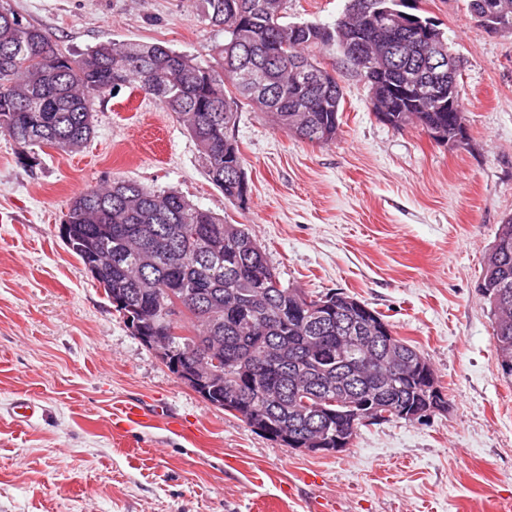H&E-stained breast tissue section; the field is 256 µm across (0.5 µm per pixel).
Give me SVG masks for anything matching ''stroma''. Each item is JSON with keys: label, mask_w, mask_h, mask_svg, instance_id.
Returning <instances> with one entry per match:
<instances>
[{"label": "stroma", "mask_w": 512, "mask_h": 512, "mask_svg": "<svg viewBox=\"0 0 512 512\" xmlns=\"http://www.w3.org/2000/svg\"><path fill=\"white\" fill-rule=\"evenodd\" d=\"M0 5L72 54L159 41L209 65L224 41L198 0ZM346 5L288 0L286 19L330 27ZM417 6L463 63L462 147L379 121L335 45L313 51L344 89L332 143L242 105L241 203L211 184L177 117L136 90L94 99L95 133L74 153L50 148L26 163L0 134V512H512V377L477 288L512 216V33L486 31L467 0ZM117 178L247 225L283 283L383 314L433 367L447 411L367 425L346 451L310 453L204 400L134 336L59 236L69 199ZM19 398L41 407L30 422L11 413ZM130 401L165 416L115 427Z\"/></svg>", "instance_id": "obj_1"}]
</instances>
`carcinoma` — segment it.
Instances as JSON below:
<instances>
[{
	"label": "carcinoma",
	"mask_w": 512,
	"mask_h": 512,
	"mask_svg": "<svg viewBox=\"0 0 512 512\" xmlns=\"http://www.w3.org/2000/svg\"><path fill=\"white\" fill-rule=\"evenodd\" d=\"M204 17L224 29L213 49L219 69L158 41L102 43L79 55L64 53L52 33L26 24L0 5V133L22 156L49 147L80 150L94 134L93 99L134 86L174 113L195 141L210 182L230 201H244L242 156L230 137L241 101L264 112L280 129L315 144L336 139L343 89L336 77L308 54L335 42L343 46L366 28L379 26L377 13L401 16L416 0H361L367 14L345 10L344 29L284 21L287 0H202ZM393 35L372 32L371 49L381 77L400 84L412 72H427V56L416 29ZM297 59L310 63L319 79L294 75ZM252 67L265 86L240 84L235 73ZM382 122L402 128L415 120L455 141L457 113L416 98L393 96ZM70 250L84 266L105 262L97 280L135 336L176 375L189 369L200 350L224 361V377L195 391L210 404L238 414L265 436L284 432L297 441L320 437L351 445L362 423L346 407L353 393L362 400L384 395L402 406H424L431 398L420 373L400 377L403 354L421 352L394 336L373 343L375 327L387 325L371 307L343 292L316 299L284 284L265 251L243 224H231L173 190L115 179L86 188L67 203ZM496 258L485 261L478 288L494 318L493 339L504 375L512 376V217L499 225ZM319 302L342 312L311 329L308 306ZM403 354H398V351ZM314 396L299 408L296 391Z\"/></svg>",
	"instance_id": "obj_1"
}]
</instances>
